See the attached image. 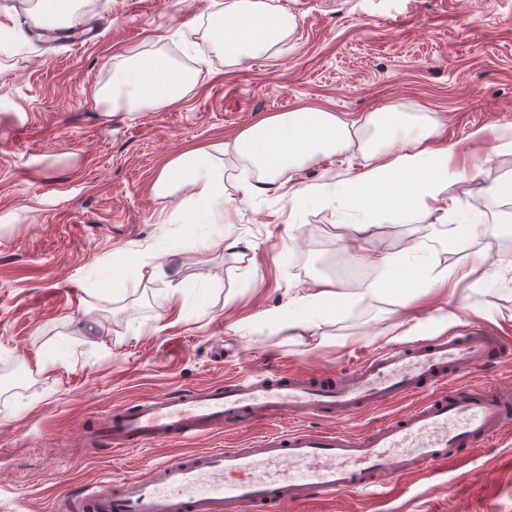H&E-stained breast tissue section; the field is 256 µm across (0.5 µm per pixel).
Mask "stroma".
I'll list each match as a JSON object with an SVG mask.
<instances>
[{
  "label": "stroma",
  "mask_w": 512,
  "mask_h": 512,
  "mask_svg": "<svg viewBox=\"0 0 512 512\" xmlns=\"http://www.w3.org/2000/svg\"><path fill=\"white\" fill-rule=\"evenodd\" d=\"M295 15L274 52L224 65L211 46L212 0H96L80 27L98 40L46 43L23 16L13 54L0 55V512H57L78 486L148 476L161 459L244 445L229 431L172 445L94 450V422L113 405L178 388L287 369L345 372L402 343L481 323L512 345V199L484 194L512 177V156L472 155L479 128L512 124V0H274ZM161 49L197 73L185 98L158 111L104 115L94 99L135 52ZM390 104L433 113L481 174L449 185L456 208L479 210L482 233L448 239L438 209L412 220L384 212L368 232L343 228L335 206L300 207L272 194L239 199L227 224L171 223L151 187L163 164L225 145L230 183L252 173L231 151L256 121L300 106L360 121ZM348 153L305 167L306 183H344L362 168ZM411 270L440 272L488 251L486 278L466 280L464 307L443 320L447 291L358 296L302 336L275 312L329 277L342 287L384 281L370 258L416 240ZM410 398L348 420L289 416L281 428L358 433ZM288 512H512V439L462 455L427 482L391 479L387 500L316 495Z\"/></svg>",
  "instance_id": "1"
}]
</instances>
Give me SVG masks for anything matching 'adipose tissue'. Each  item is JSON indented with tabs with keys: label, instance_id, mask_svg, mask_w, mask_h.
Instances as JSON below:
<instances>
[{
	"label": "adipose tissue",
	"instance_id": "obj_1",
	"mask_svg": "<svg viewBox=\"0 0 512 512\" xmlns=\"http://www.w3.org/2000/svg\"><path fill=\"white\" fill-rule=\"evenodd\" d=\"M85 0H70L67 10L51 0H25L24 14L32 25L50 28L79 21ZM212 44L226 66L270 53L296 28L290 13L271 0H226L211 14ZM194 73L169 55L138 52L112 72L96 101L113 110H161L188 95ZM438 122L428 112L391 104L368 114L362 122L346 120L323 108L300 107L262 119L244 129L234 141L237 156L255 173L243 182V197L254 198L287 190L289 199L309 205L328 202L329 186L297 179L300 170L321 158L358 150L363 170L346 186L340 205L355 216L365 232L380 212L407 216L413 206L440 200L449 181L467 178L451 165L454 146H432ZM218 148L187 152L169 160L153 185L156 196L170 199L174 213L190 211L196 222L220 224L232 199ZM349 292L332 282L303 297L305 315L287 319L293 335H303L310 323L326 319V310L349 299Z\"/></svg>",
	"mask_w": 512,
	"mask_h": 512
}]
</instances>
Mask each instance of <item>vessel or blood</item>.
I'll use <instances>...</instances> for the list:
<instances>
[{"instance_id":"1","label":"vessel or blood","mask_w":512,"mask_h":512,"mask_svg":"<svg viewBox=\"0 0 512 512\" xmlns=\"http://www.w3.org/2000/svg\"><path fill=\"white\" fill-rule=\"evenodd\" d=\"M502 339L481 324L421 343L397 345L358 362L350 374L308 376L269 370L242 381L142 397L104 415L93 438L113 448L197 439L223 429L249 430L284 416L358 412L432 388L406 413L355 435L340 429L273 432L246 448H219L155 465L149 477L120 485L99 480L68 497L64 512H284L310 495H385L395 469L428 479L452 450L468 452L500 439L512 424V389L454 379L488 370ZM254 479L227 482L226 472Z\"/></svg>"}]
</instances>
